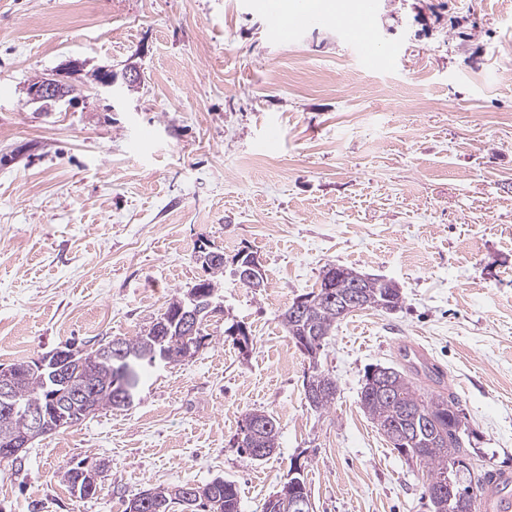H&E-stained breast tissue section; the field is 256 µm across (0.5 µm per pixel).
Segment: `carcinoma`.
I'll return each mask as SVG.
<instances>
[{
  "label": "carcinoma",
  "instance_id": "1",
  "mask_svg": "<svg viewBox=\"0 0 512 512\" xmlns=\"http://www.w3.org/2000/svg\"><path fill=\"white\" fill-rule=\"evenodd\" d=\"M326 269L331 277H319V286L305 293L313 303V311L307 318L301 323L292 320L288 308L280 315L281 325L297 346L305 336L326 339L340 321L336 317V309L324 303L326 283L335 286V292L344 293L352 288L359 275L356 270L341 265L328 264ZM223 273L222 269L209 273V277L186 286L169 302L165 312L159 316V319L166 322L167 331L164 335L158 336L147 331L119 338L125 359L118 360L106 351V340L87 349L86 364L74 376V385L85 390L86 396L68 414L70 426L79 425L88 418L85 413L87 403L94 405L98 411L131 405L142 369L153 365L161 349H166V361L169 363L184 359L183 350L188 342L191 343V351L198 352L207 338L205 327L198 328L194 336L185 340L176 316L181 308L189 311L206 303L205 298L192 299L193 292L218 287L215 277ZM368 293L390 304L392 311L403 302L400 289L383 281L379 282L378 287L368 289ZM403 360L405 364L388 368L389 377L383 389L370 379V371H365L360 393L361 408L383 435L399 441V445L394 447L398 454L414 458L428 467L427 494L431 495L444 484L452 482L465 493L474 512L478 496L490 474L485 472L474 476L466 465L471 455L470 449L466 448V441L473 431L459 415V401L451 392L447 394L440 390H429L422 385L424 379L434 381L425 362H416L406 353L403 354ZM336 391L335 380L318 368L311 371L304 383L305 399L315 409L330 407ZM67 392V388L51 381L37 360L26 362V369L20 372L13 393L14 411L6 417L0 415V441L26 434L29 411L43 408L49 412L54 409V399L65 398ZM264 420L266 426L252 438L251 444L244 443L242 448H265L269 455L278 448L279 430L276 421L268 414L264 415ZM204 487L205 497L194 504H186L178 496L167 493L159 509L153 502L137 494L129 500L125 512H170L174 504L182 506L183 512H240L238 493L233 483L215 479L204 484ZM292 493L293 490L285 486L269 496L264 504V512H283V502Z\"/></svg>",
  "mask_w": 512,
  "mask_h": 512
}]
</instances>
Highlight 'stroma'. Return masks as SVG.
Here are the masks:
<instances>
[{
  "label": "stroma",
  "mask_w": 512,
  "mask_h": 512,
  "mask_svg": "<svg viewBox=\"0 0 512 512\" xmlns=\"http://www.w3.org/2000/svg\"><path fill=\"white\" fill-rule=\"evenodd\" d=\"M262 3L0 0V365L147 330L204 278L197 246L224 253L204 346L149 367L129 407L0 463V512H124L216 478L263 512L297 462L314 512H432L426 468L359 402L404 349L458 397L475 469L512 474V0H379L378 65L335 24L277 40ZM70 59L78 100L31 101ZM130 63L135 87L91 78ZM243 250L261 293L236 276ZM329 263L403 303L337 322L319 354L336 400L314 409L280 314ZM255 410L280 432L260 461L240 450ZM81 462L104 465L84 499L62 479ZM240 253L235 256V259L237 258L235 264L240 265L239 267L236 265L235 269L237 271V276L240 278L239 280L243 282L242 285L246 288H253L254 293L260 292L262 290L261 288H265L266 286V277L261 280V278L264 276L262 261L260 260L259 256L255 254L243 261L244 254H241L239 257H237ZM258 281H261L259 282L258 287L251 286L256 284Z\"/></svg>",
  "instance_id": "obj_1"
}]
</instances>
